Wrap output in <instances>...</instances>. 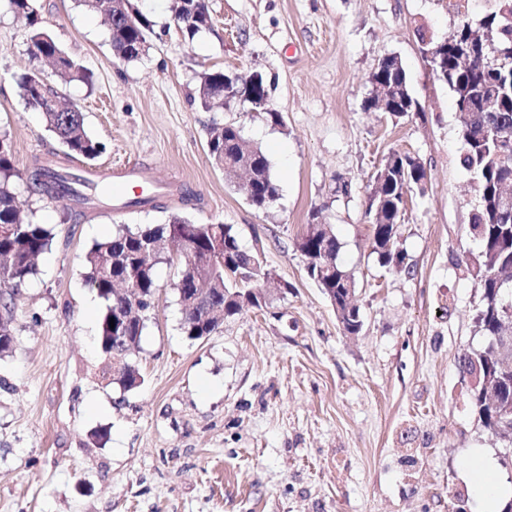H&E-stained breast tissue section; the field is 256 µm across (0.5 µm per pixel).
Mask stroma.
Instances as JSON below:
<instances>
[{
  "instance_id": "stroma-1",
  "label": "stroma",
  "mask_w": 512,
  "mask_h": 512,
  "mask_svg": "<svg viewBox=\"0 0 512 512\" xmlns=\"http://www.w3.org/2000/svg\"><path fill=\"white\" fill-rule=\"evenodd\" d=\"M153 24L138 59H119L104 18L77 0H37L55 41L87 81L59 85L103 144L68 157L20 77L33 63L25 18L0 6V138L12 146L24 218L52 236L36 271L14 290L13 343L0 358V512H478V448L489 478L512 485V442L484 429L461 357L482 349L471 275L469 215L479 201L459 163L452 93L432 79L415 36L478 22L488 0H208L210 24L187 38L172 0H131ZM400 57L421 111L395 122L368 111L379 59ZM262 73L269 122L241 98L202 109V72ZM239 125L266 151L277 200L255 211L211 159L212 126ZM428 174L410 193L398 239L406 270L382 267L365 216L391 151ZM54 161L77 177L144 168L155 205H79L30 191ZM350 193H342V184ZM182 218L230 224L260 248L286 293L216 332L189 339L173 283L159 290L134 358V390L95 372L105 309L82 259L121 229ZM332 225L356 280L362 328L347 334L304 269L306 224Z\"/></svg>"
}]
</instances>
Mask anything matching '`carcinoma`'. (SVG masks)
<instances>
[{
	"label": "carcinoma",
	"instance_id": "obj_1",
	"mask_svg": "<svg viewBox=\"0 0 512 512\" xmlns=\"http://www.w3.org/2000/svg\"><path fill=\"white\" fill-rule=\"evenodd\" d=\"M9 8L27 18L31 27L28 51L31 59H52L53 73L67 84L83 78V69L55 41L46 30L34 0H6ZM89 10L106 17L109 23L113 49L124 60L137 59L146 51L147 33L151 23L145 15L129 4V0H81ZM489 11L472 24L463 19L446 38H438L420 26L416 37L421 45L444 48V70H435L433 78L448 86L454 96L462 150L460 165L474 175L479 183V202L469 216L468 231L482 253V260L474 272L481 298L476 315V326L488 344L483 349L464 354L462 366L467 369L473 361L485 364V383L499 381L496 363L490 359L489 341L499 335L501 321L508 318L502 306L512 303V211H499L496 191L504 180L512 182V60L504 57L498 65L475 62L468 69H460L452 52L454 41L474 31L491 32L499 46L512 52V0H489ZM175 18L183 30L192 36L208 25L210 20L207 0H174ZM29 74L19 79V87L28 106L49 102L53 112L43 113L46 126L60 141L69 146V156L94 159L103 151V145L85 128L84 115L78 105L65 100L47 83L37 89L29 84ZM224 71L204 72L199 76L197 98L204 109L222 106L220 91L224 88ZM376 85L389 88L402 110L391 112L396 122L418 109V101L407 87V75L401 61L395 56L382 60L372 75ZM208 151L217 165L228 167L224 173L233 183L238 177L232 168L239 156L251 158V199L253 204H273L278 188L271 175L267 154L246 140L239 127L225 124L212 128ZM18 176L11 159V146L0 140V227L7 225L10 233L0 238V287H17L35 272V260L51 244V234L41 224L25 222L16 206L15 177ZM427 172L418 158L398 151L391 152L377 171L368 196L365 215L371 224L372 249L380 264L396 269L404 268L405 256L398 245L397 233L404 209L403 197L413 189L424 190ZM29 189L37 194L71 198L78 204L89 199L82 179L49 165L35 169ZM170 241L182 248L190 241L195 252H211L215 246L222 249V260L198 265L191 258L182 259L183 308L182 330L191 339L198 340L217 332L224 321L253 306L244 301L251 290L263 288L269 272L261 263H253L254 251L244 249L231 224H189L175 218L153 228H124L121 232L95 241L84 256L85 277L91 288L105 301V312L100 321L98 342L104 355V366L99 372L106 384H118L125 390L138 387L142 381L140 369L132 359L139 348L144 322L154 305L158 284L149 244L156 247ZM304 257L306 274L329 296L341 297V291L356 285L353 277L338 262L341 244L329 224H308L297 242ZM126 278L138 290L140 320L128 327L125 318L132 308L129 301L116 298L112 280ZM13 298L0 303V354L12 343L9 334ZM471 403L482 426L491 434L501 436L496 420L497 407L485 402L481 391L470 390Z\"/></svg>",
	"mask_w": 512,
	"mask_h": 512
}]
</instances>
